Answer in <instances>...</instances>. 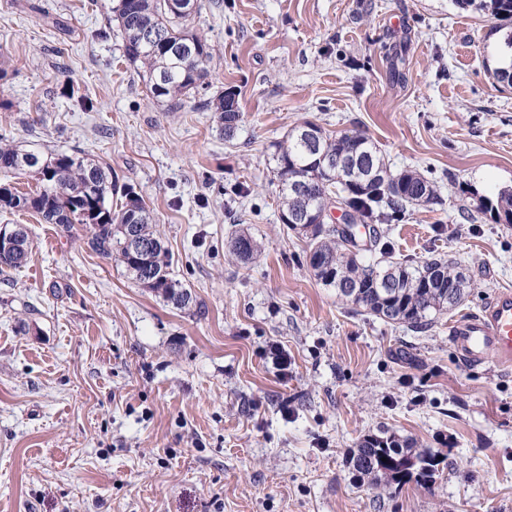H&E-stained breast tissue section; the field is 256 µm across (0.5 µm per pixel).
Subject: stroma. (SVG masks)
Here are the masks:
<instances>
[{
	"label": "stroma",
	"mask_w": 512,
	"mask_h": 512,
	"mask_svg": "<svg viewBox=\"0 0 512 512\" xmlns=\"http://www.w3.org/2000/svg\"><path fill=\"white\" fill-rule=\"evenodd\" d=\"M200 2L202 96L237 92L230 140L197 99L172 112L149 96L119 31L98 35L109 0H0V136L108 166L191 295L181 308L136 285L82 225L0 212L32 243L0 274V512H512V367L465 363L448 337L512 289V225L459 212L460 182L512 188L493 18L453 0ZM307 120L443 180L444 205L388 227L473 284L431 330L338 300L281 224L273 145ZM236 230L260 246L251 264L225 248ZM382 429L442 452L432 484L354 481L351 450Z\"/></svg>",
	"instance_id": "35a3bbf8"
}]
</instances>
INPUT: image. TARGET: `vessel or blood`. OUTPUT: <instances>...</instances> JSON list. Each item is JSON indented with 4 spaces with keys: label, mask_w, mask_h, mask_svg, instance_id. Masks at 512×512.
<instances>
[{
    "label": "vessel or blood",
    "mask_w": 512,
    "mask_h": 512,
    "mask_svg": "<svg viewBox=\"0 0 512 512\" xmlns=\"http://www.w3.org/2000/svg\"><path fill=\"white\" fill-rule=\"evenodd\" d=\"M450 339L466 362L493 361L512 366V290L497 291L479 312L467 314L449 327Z\"/></svg>",
    "instance_id": "1"
}]
</instances>
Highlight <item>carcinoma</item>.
Here are the masks:
<instances>
[{"label": "carcinoma", "instance_id": "cac0c4a2", "mask_svg": "<svg viewBox=\"0 0 512 512\" xmlns=\"http://www.w3.org/2000/svg\"><path fill=\"white\" fill-rule=\"evenodd\" d=\"M457 7L478 5L499 21L500 52L508 63L495 69L496 80L512 86V29L503 31L501 22H512V0H454ZM191 11L176 13L169 0H111L112 19L117 21L123 55L139 69L152 98L167 102L178 111L183 100L200 93L213 60L214 48L201 33L191 29L201 10L190 0ZM236 92L228 89L217 97L201 100V108L217 114L224 137L239 128L242 113L234 110ZM332 159L328 167L320 161ZM273 173L280 187V216L300 217L308 212L327 211L331 199H341L353 213L355 223L368 231V242L357 241L359 230L349 224H316L309 235L306 252L309 267L326 287L391 323L425 331L437 316L458 305L471 287L458 266L437 253L422 264L400 254L382 224L408 220L417 206L441 205L437 181L416 170L392 172L379 146L360 132L334 134L313 121L291 129L286 139L275 144ZM0 210L32 211L47 224L65 231L83 224L87 245L98 255L115 257L137 284L177 306L190 301L189 293L170 277L171 254L156 230L145 199L130 198L133 189H117L112 170L95 163L81 151L43 156L0 137ZM28 176L40 190L24 193L11 179ZM124 201L114 206L112 196ZM474 209H464L462 218L476 220L482 214L494 224H512V189L493 197L471 192ZM153 245L145 255L129 251L127 235ZM31 251L26 226H21L11 255L0 259V274L24 266ZM258 252L256 241L243 231L229 242V253L246 263ZM150 266L155 278L142 279V265ZM441 453L430 448L413 449V444L393 434L367 435L350 452L354 477L384 490L398 489L413 481L419 486L433 483L441 464Z\"/></svg>", "mask_w": 512, "mask_h": 512}]
</instances>
